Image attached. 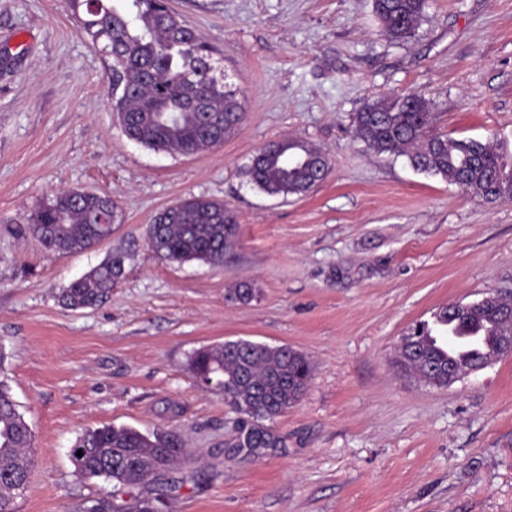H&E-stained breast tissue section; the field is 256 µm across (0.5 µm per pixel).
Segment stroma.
Masks as SVG:
<instances>
[{
  "instance_id": "1",
  "label": "stroma",
  "mask_w": 512,
  "mask_h": 512,
  "mask_svg": "<svg viewBox=\"0 0 512 512\" xmlns=\"http://www.w3.org/2000/svg\"><path fill=\"white\" fill-rule=\"evenodd\" d=\"M219 49L245 118L223 145L157 153L126 137L106 63L66 0H0V345L34 435L16 512H77L109 485L84 479V430L178 432L188 448L165 512H512V358L447 388L401 376L402 335L443 306L512 298V202L488 203L353 138V116L422 94L435 133L512 154V0H428L406 42L380 32L373 0H171ZM292 136L323 150L329 177L273 198L244 174ZM64 189L112 195L110 237L60 255L4 232ZM233 210L220 266L171 263L146 229L186 197ZM125 255L108 301L71 310L63 288ZM253 282L250 303L227 298ZM238 338L313 362L270 448H237L239 414L187 368Z\"/></svg>"
}]
</instances>
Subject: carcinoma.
<instances>
[{"instance_id": "obj_1", "label": "carcinoma", "mask_w": 512, "mask_h": 512, "mask_svg": "<svg viewBox=\"0 0 512 512\" xmlns=\"http://www.w3.org/2000/svg\"><path fill=\"white\" fill-rule=\"evenodd\" d=\"M82 30L108 60L106 91L113 115L125 135L152 149L191 156L224 142L244 120L239 91L216 65L214 48L169 6V0H67ZM427 0H374L381 32L406 42L424 17ZM434 113L416 92L367 103L353 121L354 136L378 154L404 157L418 172L439 176L488 203L512 202V158L490 140L453 139L431 132ZM245 169L248 182L269 196H300L328 176V157L297 138L260 148ZM120 220L112 196L64 190L16 224L18 236L38 239L60 255L82 252L112 234ZM237 224L224 202L191 197L167 207L147 227L148 247L169 262L224 264L236 242ZM124 273V256L110 255L88 274L72 281L60 299L70 309L100 305ZM231 297L248 303L256 289L238 283ZM503 300L469 317L440 308L435 322L455 321L462 328L493 325L512 336V320L497 313ZM421 352L404 354L399 365L414 375L430 364L448 366L441 341L429 328L415 338ZM195 381L211 388L244 415V441L232 448H268L275 436L265 422L274 421L303 398L313 376L309 357L292 347L246 339L204 346L189 356ZM34 434L19 411L8 382L0 379V512H15L26 489ZM74 447L77 473L102 478L113 491L126 493L121 512H151L152 496L132 493L145 484H166L185 455L174 431L145 434L130 426H104L81 433Z\"/></svg>"}]
</instances>
